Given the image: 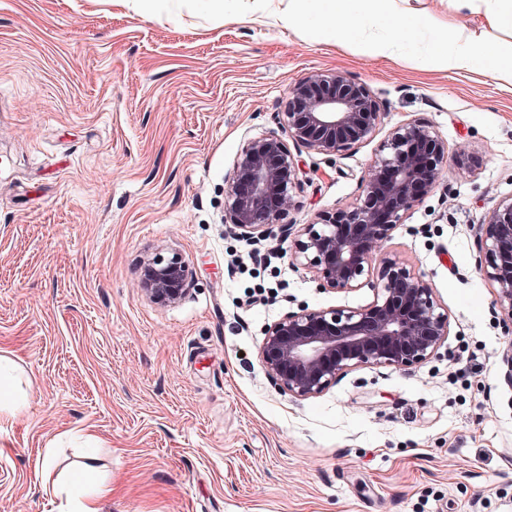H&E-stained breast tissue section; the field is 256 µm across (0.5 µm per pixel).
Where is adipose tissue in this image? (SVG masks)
Wrapping results in <instances>:
<instances>
[{"instance_id": "adipose-tissue-1", "label": "adipose tissue", "mask_w": 512, "mask_h": 512, "mask_svg": "<svg viewBox=\"0 0 512 512\" xmlns=\"http://www.w3.org/2000/svg\"><path fill=\"white\" fill-rule=\"evenodd\" d=\"M297 6L280 15L279 24L293 27L296 20L306 22L310 39L319 44L342 43L356 30L355 19L361 0H296ZM449 9L461 16H477L482 29L491 31L512 28V0H448ZM449 43L457 51L453 67L459 72H472L477 61L488 62L503 80L512 81V52H503L482 39L461 40L456 29L447 33ZM49 496L58 499V512H100V501L111 497L112 484L93 479L85 459L72 462L66 481L48 487Z\"/></svg>"}]
</instances>
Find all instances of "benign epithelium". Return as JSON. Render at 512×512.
Returning <instances> with one entry per match:
<instances>
[{"mask_svg": "<svg viewBox=\"0 0 512 512\" xmlns=\"http://www.w3.org/2000/svg\"><path fill=\"white\" fill-rule=\"evenodd\" d=\"M381 115L371 92L339 72H315L297 82L276 115L282 134H262L243 147L226 181L224 223L254 244L280 236L286 205L302 186L299 153L335 156L369 142ZM447 164L448 143L434 127H396L379 145L356 202L320 212L301 228L289 248L292 264L312 272L324 289L361 286L375 249L435 190ZM484 224L479 270L512 332V197L492 205ZM188 277L177 251L151 259L146 292L155 303H174L188 290ZM367 285L374 299L363 308L300 306L266 328L259 358L275 385L307 400L350 370H408L438 354L448 338V313L420 276L387 257Z\"/></svg>", "mask_w": 512, "mask_h": 512, "instance_id": "1", "label": "benign epithelium"}]
</instances>
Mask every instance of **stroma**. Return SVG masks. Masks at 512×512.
Returning a JSON list of instances; mask_svg holds the SVG:
<instances>
[{
  "label": "stroma",
  "instance_id": "35a3bbf8",
  "mask_svg": "<svg viewBox=\"0 0 512 512\" xmlns=\"http://www.w3.org/2000/svg\"><path fill=\"white\" fill-rule=\"evenodd\" d=\"M290 0H196L163 13L130 0H0V354L30 394L0 420V512H55L34 469L55 447L66 477L84 435L102 512H512V345L480 275L488 208L512 195V91L447 60L448 28L482 33L446 0H393L418 20L392 56L365 52L388 27L367 0L345 44L284 29ZM365 85L372 141L331 159L302 152L284 221L354 202L381 142L414 120L449 155L435 191L376 248L448 313L438 355L410 371L366 366L322 395L281 392L259 359L286 312L362 308L370 286L319 288L289 239L258 245L224 222L226 179L250 138L277 130L288 90L313 72ZM180 252L190 286L151 301L144 261Z\"/></svg>",
  "mask_w": 512,
  "mask_h": 512
}]
</instances>
